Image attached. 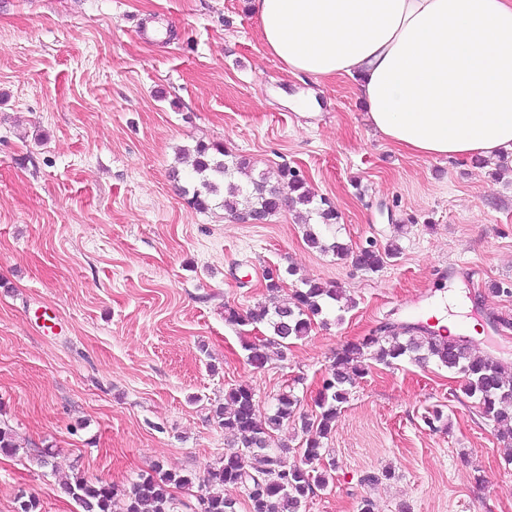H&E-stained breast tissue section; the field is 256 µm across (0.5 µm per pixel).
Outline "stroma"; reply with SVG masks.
Here are the masks:
<instances>
[{
    "mask_svg": "<svg viewBox=\"0 0 512 512\" xmlns=\"http://www.w3.org/2000/svg\"><path fill=\"white\" fill-rule=\"evenodd\" d=\"M308 90L312 117L287 104ZM200 142L258 173L298 171L336 208L327 241L400 254L368 272L309 248L296 211L252 224L217 200L194 209L172 175H189L180 151ZM274 267L293 274L271 293ZM305 278L352 308L252 368L257 330L226 308L287 305ZM446 292L460 334L480 333L473 350L512 369V159L400 152L366 125L349 80L284 72L248 0H0V422L20 446L0 455V512L22 493L41 512H80L66 478L121 494L158 467L194 479L175 492L190 512L237 447L213 417L230 388L250 387L263 413L288 390L313 414L338 349L392 319L430 320ZM461 385L432 363L373 365L324 441L333 480L301 512H360L367 498L374 512H512V439Z\"/></svg>",
    "mask_w": 512,
    "mask_h": 512,
    "instance_id": "35a3bbf8",
    "label": "stroma"
}]
</instances>
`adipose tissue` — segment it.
Instances as JSON below:
<instances>
[{"mask_svg": "<svg viewBox=\"0 0 512 512\" xmlns=\"http://www.w3.org/2000/svg\"><path fill=\"white\" fill-rule=\"evenodd\" d=\"M289 75L348 78L414 158L512 155V0H250Z\"/></svg>", "mask_w": 512, "mask_h": 512, "instance_id": "ef3b65f1", "label": "adipose tissue"}]
</instances>
